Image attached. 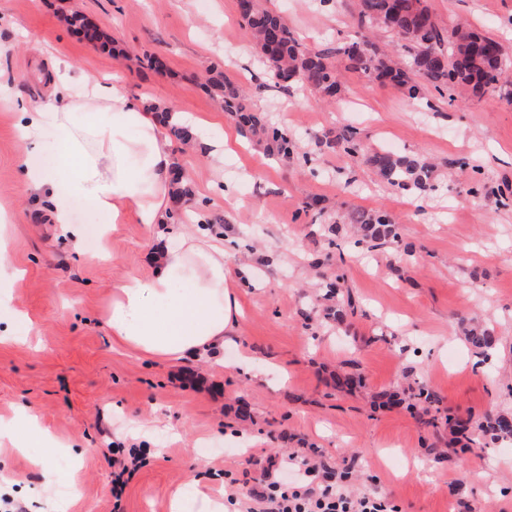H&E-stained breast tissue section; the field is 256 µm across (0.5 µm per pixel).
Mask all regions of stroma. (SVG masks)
Returning a JSON list of instances; mask_svg holds the SVG:
<instances>
[{
  "label": "stroma",
  "mask_w": 512,
  "mask_h": 512,
  "mask_svg": "<svg viewBox=\"0 0 512 512\" xmlns=\"http://www.w3.org/2000/svg\"><path fill=\"white\" fill-rule=\"evenodd\" d=\"M437 24L457 22L499 38L512 56V0H426ZM280 13L303 49L356 39L350 0H261ZM80 11L109 46L83 39L65 22ZM74 68L123 82L142 107H170L184 126L215 117L237 128L208 75H224L245 103L286 131L297 158L270 153L259 136L230 142L222 167L173 141L189 197L188 231L216 214L233 238L232 264L251 265V286L237 289L242 315L224 364L160 360L113 340L107 325L112 287L124 275L148 276L150 234L120 224L107 254L74 248L25 190L24 146L12 106L0 103V204L13 213L5 249L19 278L0 290L33 325L27 342L0 344V424L26 410L63 442L67 471L82 490L69 500L31 464L42 449L0 453V495L25 512H170L176 486L224 496V476L240 490L274 461L288 483V455L313 454L351 470L354 489H376L402 512H512V438L449 446V427H424L400 407L373 408L380 394L425 387L442 414L512 416V98L460 92L407 98L395 85L337 59L342 102H320L298 81H272L245 34L236 0H0V72L24 102L40 101L32 75L39 50ZM163 57L153 71L143 54ZM354 129L351 155L325 137ZM387 150L432 163L437 189L424 196L382 182L367 162ZM469 167H458L460 158ZM481 182L474 196L470 188ZM386 211L404 242L379 250L353 246L352 212ZM340 224L333 235L329 225ZM330 254L348 296L327 295L312 261ZM496 338L489 358L469 346L460 316ZM256 368L236 370L242 356ZM352 378L340 390L337 380ZM251 418L241 420L240 407ZM145 445L146 463L112 497V444ZM215 447L203 457L199 447Z\"/></svg>",
  "instance_id": "1"
}]
</instances>
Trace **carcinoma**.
<instances>
[{
    "instance_id": "1",
    "label": "carcinoma",
    "mask_w": 512,
    "mask_h": 512,
    "mask_svg": "<svg viewBox=\"0 0 512 512\" xmlns=\"http://www.w3.org/2000/svg\"><path fill=\"white\" fill-rule=\"evenodd\" d=\"M246 34L260 50L274 77L283 82L298 80L317 91L323 100L341 98V83L334 59L346 58L351 67L398 87L410 99H420L428 91L438 94L458 89L480 92H500L509 81L506 53L502 44L467 26L451 31L438 26L425 0H358L359 24L363 28H379L397 35L404 41L411 58V67L396 62L376 43L349 41L337 47H327L314 54L305 52L284 18L262 8L259 0H237ZM222 91L224 111L239 114L242 126L261 131L271 142L270 150L286 159L295 154V144L288 134L263 123L261 117L249 111L243 103V91L230 81H210ZM368 162L380 180L405 189L414 187L421 193L433 189L427 164L416 157L390 151L375 150ZM357 226L356 243L367 241L379 247L401 241L399 226L383 211H357L351 216ZM468 342L480 355L487 356L495 338L479 325L468 329ZM412 396L422 401L426 419L422 424L436 427L438 416L432 413L433 394L420 388ZM505 419L486 415L481 429L500 439Z\"/></svg>"
}]
</instances>
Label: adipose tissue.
Instances as JSON below:
<instances>
[{
	"label": "adipose tissue",
	"mask_w": 512,
	"mask_h": 512,
	"mask_svg": "<svg viewBox=\"0 0 512 512\" xmlns=\"http://www.w3.org/2000/svg\"><path fill=\"white\" fill-rule=\"evenodd\" d=\"M46 66L45 96L34 108L0 79V102L17 107L28 192L47 203L52 223L75 245L91 232L106 244L115 224H142L156 234L151 276L126 274L112 291L113 339L162 360L215 358L238 324L232 288L248 278V267H231L222 239L170 227L176 158L156 113L63 58L50 57ZM80 204L92 223L77 219Z\"/></svg>",
	"instance_id": "ef3b65f1"
}]
</instances>
